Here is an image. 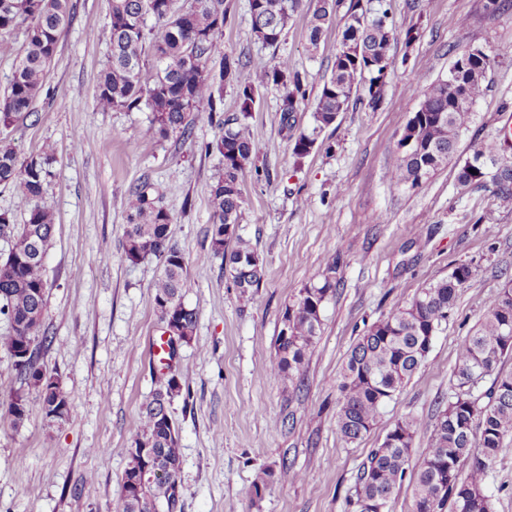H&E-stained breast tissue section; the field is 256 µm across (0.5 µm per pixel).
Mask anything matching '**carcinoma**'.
<instances>
[{
  "mask_svg": "<svg viewBox=\"0 0 512 512\" xmlns=\"http://www.w3.org/2000/svg\"><path fill=\"white\" fill-rule=\"evenodd\" d=\"M339 0H315L308 4L309 42L317 47L324 28L332 25ZM301 0H250L252 32L263 44L276 47L288 21L300 9ZM111 55L97 85V102L104 110H139L146 107L155 132L162 138L192 136L194 112L205 105L209 113L223 111L222 89L236 86L239 112L218 121L221 134L212 148L222 157L223 169L212 186L211 249L224 256L227 272L243 295L260 285L261 266L255 250L234 236L244 203L241 182L246 166L256 153L247 123L261 89L274 85L282 90L280 122L284 130L295 123L294 109L305 98L302 77L285 57L258 58L243 67L222 52L227 10L224 0H109ZM70 0H0V53L15 54L7 86L0 93V125L32 114V105L48 77L58 34L71 19ZM151 16L155 23L146 24ZM24 29L23 49L14 53L9 37ZM395 27L374 0H354L346 14L336 47L330 77L323 83L313 105L318 127H328L339 113L360 101L363 75L373 74L368 106L376 109L390 66L377 64L387 56ZM454 83L439 79L425 88L411 86L419 104L408 120L400 141L411 146L400 151L388 171L391 186L414 189L446 166L456 152L460 137L475 121L476 106L487 90L486 73L492 64L488 54L463 51L456 61ZM509 136H495L472 145L471 155L457 174L463 186L491 190L502 200H512V153H506ZM52 149L20 158L9 144L0 145V186L24 197L30 208L17 224L0 214V235L10 238L9 256L0 262V315L11 326L0 340L13 358L23 386L1 384L10 398L7 421L13 429L24 426L29 414L28 391L36 392L44 418L50 423L70 419L72 406L59 380L40 364V355L54 343L44 323L46 279L42 257L34 254L31 228L40 232L42 250L52 238L54 217L43 200L51 177ZM147 183L134 185L126 199L128 229L126 258L136 263L149 256L162 263L153 285V301L164 324L176 321L178 340H191L196 311L183 302L186 262L172 243L170 214L150 197ZM236 244H231V240ZM338 258L329 256L322 280L300 289L286 307L288 338L275 341L272 370L282 379L301 386L304 370L320 330V311L336 291ZM473 270L458 264L430 283L408 303L374 323L352 346L341 380L337 423L343 438L354 442L370 431L388 401L399 393L430 351L459 288ZM508 351H512V284L492 298L473 335L460 346L453 372L448 404L438 409L437 423L428 447L412 457L413 439L420 422L411 416L397 419L382 444L371 450L355 483L354 512H369L386 505L411 474L409 487L416 512H442L453 498L455 512H494L486 486L489 463L512 436V373H499L483 394L474 390ZM179 383L171 377L166 386L141 405V424L127 449L128 462L121 478V512H173L178 497L172 491L182 464L180 438L165 425L171 418V399ZM155 449L163 476L139 487L131 480L142 469L137 449ZM467 472H462L464 463Z\"/></svg>",
  "mask_w": 512,
  "mask_h": 512,
  "instance_id": "carcinoma-1",
  "label": "carcinoma"
}]
</instances>
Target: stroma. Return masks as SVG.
I'll return each mask as SVG.
<instances>
[{"mask_svg":"<svg viewBox=\"0 0 512 512\" xmlns=\"http://www.w3.org/2000/svg\"><path fill=\"white\" fill-rule=\"evenodd\" d=\"M32 115L0 126V141L25 157L51 147L53 178L44 200L54 215L44 258L45 325L54 336L41 363L68 393L73 415L49 424L37 396L20 429L5 425L0 393V512H120L127 450L141 404L165 382L149 344L162 336L153 304L158 259L127 260L125 202L148 181L171 216V239L187 265L184 302L197 312L192 340L173 373L180 390L169 407L183 462L176 512H351L357 474L393 422L420 420L412 453L431 438L435 409L447 401L460 344L474 332L488 300L512 282V201L457 181L470 142L512 118V7L488 12L486 0H382L398 35L381 102L350 106L317 128L312 103L336 53L351 0L311 47L307 10H299L277 47L251 30L248 0H225L226 55L285 56L302 76L305 99L294 130L281 129V90L265 88L248 119L258 152L245 171L237 227L262 264L260 286L240 295L211 250V188L223 165L209 151L219 129L200 111L189 140L163 139L146 111L99 109L96 88L109 55L108 0H71ZM415 27L416 39L402 34ZM484 48L493 60L489 90L448 165L416 189L392 188L389 169L418 107L412 82L447 77L458 53ZM87 132L74 142L76 132ZM314 138L296 158L298 135ZM339 255L336 291L323 304L321 331L302 387L271 370L282 315L298 291L318 281ZM460 263L473 268L431 349L403 390L362 439L337 426V384L351 347L370 326ZM299 477L283 481L282 465ZM265 482L261 497L255 483ZM495 512H512V438L490 464Z\"/></svg>","mask_w":512,"mask_h":512,"instance_id":"1","label":"stroma"}]
</instances>
